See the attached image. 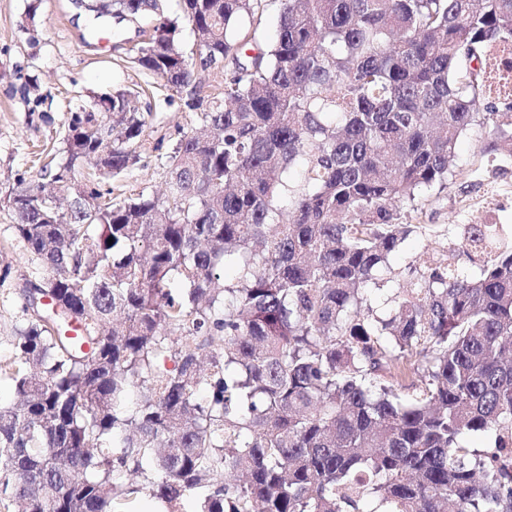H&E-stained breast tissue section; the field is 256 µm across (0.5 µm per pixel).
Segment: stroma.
<instances>
[{"instance_id":"1","label":"stroma","mask_w":512,"mask_h":512,"mask_svg":"<svg viewBox=\"0 0 512 512\" xmlns=\"http://www.w3.org/2000/svg\"><path fill=\"white\" fill-rule=\"evenodd\" d=\"M135 27L120 33L101 28L89 36L73 0H0V200L16 186L18 175L35 177L34 154L60 146L68 118L94 95L119 90L141 92L157 105L143 137V160L112 180V196L122 201L139 192L162 193L165 176L155 160L158 141L173 142L194 123L181 101L166 105L160 78L143 74L128 54ZM483 127H474L457 147L459 176L444 192L426 191L403 220L413 232L390 257L384 288L373 290L371 306L384 312L397 288L406 286L411 269L434 242H442L444 259L456 269L475 275L478 260L459 251L448 231L458 224L496 223L503 237L512 236V160L493 161L479 150ZM0 259L11 272L0 283V359L13 351L12 334L22 319V289L26 280L42 276L16 237L13 221L0 208Z\"/></svg>"}]
</instances>
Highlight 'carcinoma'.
I'll return each mask as SVG.
<instances>
[{"instance_id": "obj_1", "label": "carcinoma", "mask_w": 512, "mask_h": 512, "mask_svg": "<svg viewBox=\"0 0 512 512\" xmlns=\"http://www.w3.org/2000/svg\"><path fill=\"white\" fill-rule=\"evenodd\" d=\"M257 2L183 0L198 68L161 0L89 10L92 35L153 17L131 62L189 90L196 129L160 155L162 195L116 202L152 112L100 95L9 194L48 302L0 360V512H135L128 469L165 512H512V240L462 224L478 277L435 247L390 314L364 308L472 128L512 158L489 70L512 0H280L247 55Z\"/></svg>"}]
</instances>
